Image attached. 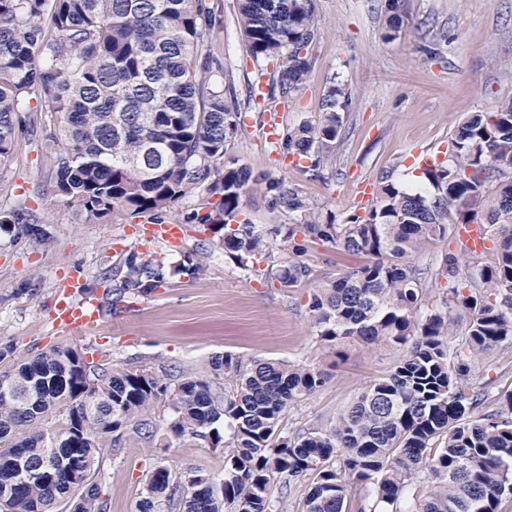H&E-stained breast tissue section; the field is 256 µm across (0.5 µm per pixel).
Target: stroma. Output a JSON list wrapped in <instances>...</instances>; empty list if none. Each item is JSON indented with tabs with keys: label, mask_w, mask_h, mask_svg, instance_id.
<instances>
[{
	"label": "stroma",
	"mask_w": 512,
	"mask_h": 512,
	"mask_svg": "<svg viewBox=\"0 0 512 512\" xmlns=\"http://www.w3.org/2000/svg\"><path fill=\"white\" fill-rule=\"evenodd\" d=\"M216 18L206 53L224 70L241 113V128L225 145L227 156L253 172L296 188L321 212L344 219L364 214L357 201L361 182L388 178L414 188L412 146L443 160L451 130L464 112H488L512 98V0H402L401 21L385 38V0H314L317 35L310 47L311 70L297 93H282L275 61L255 62L240 30L238 0H211ZM348 99L342 132L331 148L333 162L320 180L302 176L282 143L301 121H318L331 86ZM276 114L279 143H270L268 114ZM42 142L23 143L18 162L0 183V200L20 204L39 218L41 243L0 232V351L11 362L39 352L71 347L105 363L142 364L173 376L205 368L225 353L267 360L315 364L329 382L285 414L295 432L333 416L371 380L386 373L399 354L391 348L353 345L342 357L320 347L308 322L312 286L283 288L224 258L214 235L199 224H184L178 245L136 239L138 217L92 224L74 203L52 194ZM174 265L193 253L205 270L194 278L168 277L149 293L115 296L117 269L130 249ZM74 299L99 298L98 327L89 335H61L50 313L65 283ZM477 384L498 410L501 390L512 388V347L506 346L475 368ZM158 465L196 466L219 477L224 452L190 440L154 452L123 445L104 458L102 498L107 512H138L144 474Z\"/></svg>",
	"instance_id": "obj_1"
}]
</instances>
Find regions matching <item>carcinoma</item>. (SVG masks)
Segmentation results:
<instances>
[{"label": "carcinoma", "instance_id": "carcinoma-1", "mask_svg": "<svg viewBox=\"0 0 512 512\" xmlns=\"http://www.w3.org/2000/svg\"><path fill=\"white\" fill-rule=\"evenodd\" d=\"M213 15L209 0H0V180L19 133L48 123L50 191L88 221L151 214L161 223L174 203L205 194L215 210L185 221L220 235L237 268L265 254L264 277L280 287L317 281L309 324L331 353L360 344L401 356L335 418L290 434L283 416L326 383L319 367L226 354L173 383L150 366L107 367L74 348L37 353L0 369V509L106 512L99 476L112 443L160 449L190 438L224 449V475L158 466L144 478L140 512H288L304 480V512H500L512 499V388L500 393L505 416L483 411L489 394L468 380L512 343V99L461 115L448 155L421 169L424 186L386 178L368 212L338 224L283 181L224 159L240 112L204 51ZM239 24L254 61L278 58L282 93L300 90L313 0H239ZM342 96L329 89L319 121L286 137L288 155L310 160L300 172L311 180L331 162ZM254 190L298 222L239 219ZM467 224L481 227L495 262L476 272L449 251L447 286L427 287L435 273L415 256ZM0 230L43 240L22 206H0ZM279 236L286 263L270 254ZM315 241L367 261L320 278L305 258ZM164 267L133 248L119 287L159 288ZM203 271L188 255L174 266ZM455 322L465 327L463 354L448 347ZM156 413L167 416L161 440Z\"/></svg>", "mask_w": 512, "mask_h": 512}]
</instances>
